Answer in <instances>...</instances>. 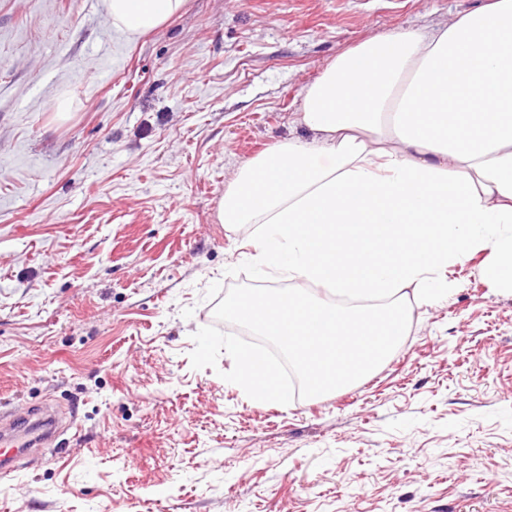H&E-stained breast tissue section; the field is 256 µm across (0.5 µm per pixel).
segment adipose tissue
<instances>
[{
    "label": "adipose tissue",
    "mask_w": 512,
    "mask_h": 512,
    "mask_svg": "<svg viewBox=\"0 0 512 512\" xmlns=\"http://www.w3.org/2000/svg\"><path fill=\"white\" fill-rule=\"evenodd\" d=\"M126 40L160 28L185 0H103ZM291 138L238 168L218 219L255 225L247 260L260 288L224 310L256 331L318 339L339 320L391 315L406 335L412 304L447 298L448 267L479 250L490 287L512 293V0L429 28L364 41L301 93ZM322 287L323 296L305 292ZM236 385L260 404L287 391L249 351L234 350Z\"/></svg>",
    "instance_id": "ef3b65f1"
}]
</instances>
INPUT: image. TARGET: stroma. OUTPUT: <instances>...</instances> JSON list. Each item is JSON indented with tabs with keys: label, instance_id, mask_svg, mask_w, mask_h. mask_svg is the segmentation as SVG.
Here are the masks:
<instances>
[{
	"label": "stroma",
	"instance_id": "1",
	"mask_svg": "<svg viewBox=\"0 0 512 512\" xmlns=\"http://www.w3.org/2000/svg\"><path fill=\"white\" fill-rule=\"evenodd\" d=\"M487 2L186 0L130 43L103 0H0V416L62 405L70 441L0 476V512H512L489 252L366 377L257 405L222 308L258 282L217 219L337 55Z\"/></svg>",
	"mask_w": 512,
	"mask_h": 512
}]
</instances>
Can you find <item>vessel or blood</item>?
Listing matches in <instances>:
<instances>
[{"mask_svg": "<svg viewBox=\"0 0 512 512\" xmlns=\"http://www.w3.org/2000/svg\"><path fill=\"white\" fill-rule=\"evenodd\" d=\"M29 421L20 423L8 420L0 425V473L10 474L22 452L41 446L58 430L59 419L55 412L42 405L32 406Z\"/></svg>", "mask_w": 512, "mask_h": 512, "instance_id": "vessel-or-blood-1", "label": "vessel or blood"}]
</instances>
